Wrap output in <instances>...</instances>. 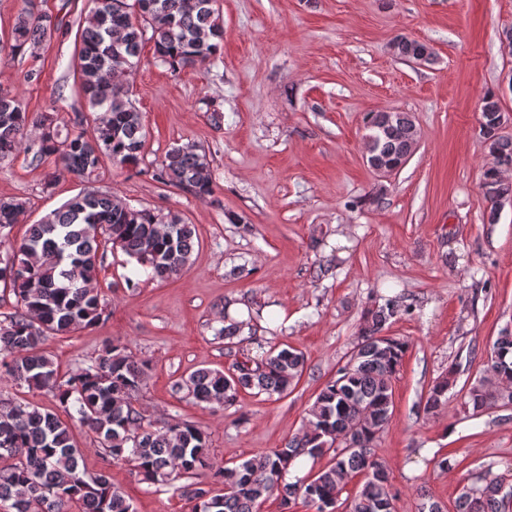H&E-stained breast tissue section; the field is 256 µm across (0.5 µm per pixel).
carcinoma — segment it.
<instances>
[{
    "instance_id": "obj_1",
    "label": "carcinoma",
    "mask_w": 512,
    "mask_h": 512,
    "mask_svg": "<svg viewBox=\"0 0 512 512\" xmlns=\"http://www.w3.org/2000/svg\"><path fill=\"white\" fill-rule=\"evenodd\" d=\"M95 7L80 34L78 66L81 90L93 116L95 136L82 131L84 113L70 122L35 118L21 99L0 90V162L23 146L33 159L52 157L81 178L99 175L107 161L140 168L146 132L142 113L129 91L112 83L121 67L141 64V51L153 44L154 59L173 71L206 65L219 58L224 26L217 0H93ZM61 31L57 18L22 12L11 32L13 53L33 51ZM395 52L416 58L425 44L406 37L393 42ZM480 133L494 164L480 181L484 197L497 207L512 197V138L499 133L502 111L493 94L480 105ZM368 158L399 165L412 154L417 129L407 112H371ZM152 178L200 199L213 195L211 160L193 144L171 148ZM27 210L22 197L0 199V233L19 222ZM199 243L196 225L175 211L136 208L112 192L79 193L29 227L25 238L0 258V283L16 297V309L0 320V368L20 386L50 395L55 408L41 409L20 400L0 399V508L4 512H134L132 504L106 471L94 476L81 467L74 441L78 427L94 434L112 462H132L150 484L192 479L212 469L208 436L195 425L175 421L153 426L133 405L146 366L120 341L105 344L84 367L59 372L44 344L97 323L105 310L96 288L107 247L121 249L152 279L168 280L189 263ZM398 313L389 300L367 313L350 360L327 382L309 410L308 424L282 448L224 465L213 478L221 490L195 487L193 512H258L264 500L281 505L300 499L312 512H338L339 496L350 480L361 477L345 512H396L397 494L384 461L375 451L379 434L393 413L392 381L408 350L404 339L386 336ZM244 323L224 317L215 337L229 347L243 342ZM305 368L302 352L257 344L224 373L200 368L174 382L173 390L197 403L224 408L252 390L279 397L288 394ZM454 372L428 390L424 410L448 401ZM473 410L512 403V333L494 342L483 377L467 391ZM330 455L327 464L305 480L285 481L288 464L302 456ZM453 512H512V473L461 487Z\"/></svg>"
}]
</instances>
